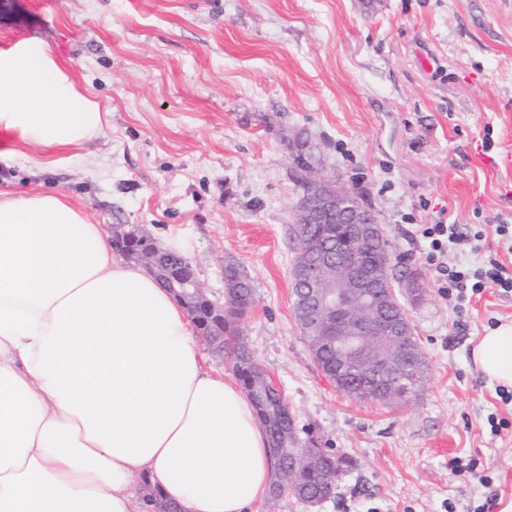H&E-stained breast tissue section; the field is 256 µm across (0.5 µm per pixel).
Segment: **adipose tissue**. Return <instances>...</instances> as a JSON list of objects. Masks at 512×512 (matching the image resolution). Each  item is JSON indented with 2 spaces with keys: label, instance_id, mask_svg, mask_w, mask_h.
<instances>
[{
  "label": "adipose tissue",
  "instance_id": "1",
  "mask_svg": "<svg viewBox=\"0 0 512 512\" xmlns=\"http://www.w3.org/2000/svg\"><path fill=\"white\" fill-rule=\"evenodd\" d=\"M106 114L33 40L0 52V128L46 147ZM512 387V322L471 351ZM267 431L206 364L187 311L61 193H0V512H247L269 491Z\"/></svg>",
  "mask_w": 512,
  "mask_h": 512
}]
</instances>
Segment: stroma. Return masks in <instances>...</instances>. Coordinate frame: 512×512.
<instances>
[{"label":"stroma","instance_id":"stroma-1","mask_svg":"<svg viewBox=\"0 0 512 512\" xmlns=\"http://www.w3.org/2000/svg\"><path fill=\"white\" fill-rule=\"evenodd\" d=\"M48 42L107 113L78 147L0 128V192L50 186L107 232L145 229L194 264L213 298L224 263L250 277L243 334L285 397L299 441L351 457L333 496L277 512H476L512 507V404L475 368L479 336L512 321L489 288L442 296L413 225L443 214L481 232L449 263H512V0H0V50ZM377 216L427 364L404 401L352 400L310 354L293 311L292 216L309 178ZM505 420L492 433L490 419ZM475 473H452L453 461ZM489 476L484 487L480 476Z\"/></svg>","mask_w":512,"mask_h":512}]
</instances>
